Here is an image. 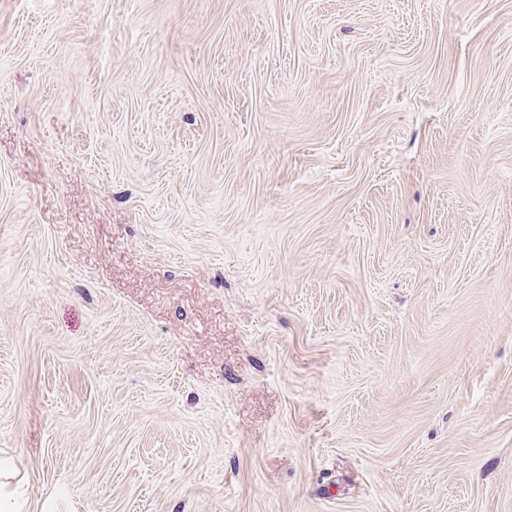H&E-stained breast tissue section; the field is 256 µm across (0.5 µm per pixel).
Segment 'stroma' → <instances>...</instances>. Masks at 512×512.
<instances>
[{"label":"stroma","mask_w":512,"mask_h":512,"mask_svg":"<svg viewBox=\"0 0 512 512\" xmlns=\"http://www.w3.org/2000/svg\"><path fill=\"white\" fill-rule=\"evenodd\" d=\"M20 512H512V0H0Z\"/></svg>","instance_id":"1"}]
</instances>
